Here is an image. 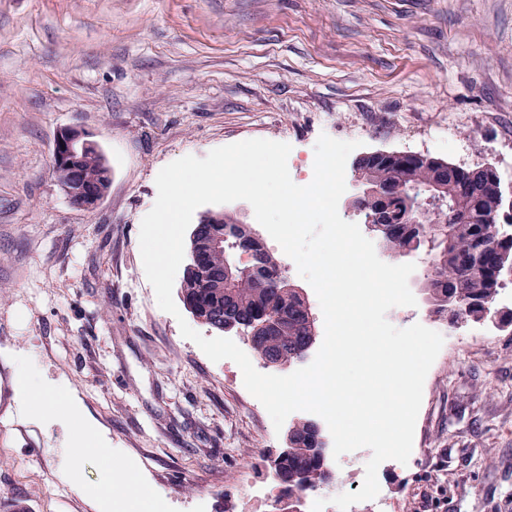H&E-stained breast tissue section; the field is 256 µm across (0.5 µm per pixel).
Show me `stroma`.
<instances>
[{
  "label": "stroma",
  "instance_id": "stroma-1",
  "mask_svg": "<svg viewBox=\"0 0 512 512\" xmlns=\"http://www.w3.org/2000/svg\"><path fill=\"white\" fill-rule=\"evenodd\" d=\"M62 127L109 159L95 211L55 180ZM323 133L362 154L491 164L512 187V0H0V512H102L103 460L18 392L28 354L136 462L158 512L243 493L284 447L234 387L237 364L212 362L159 308L139 232L169 163L285 142L302 186ZM409 261L416 304L387 319L444 342L415 459L379 473L384 512H512V276L492 316L452 328L422 288L427 250Z\"/></svg>",
  "mask_w": 512,
  "mask_h": 512
}]
</instances>
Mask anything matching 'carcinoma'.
<instances>
[{"label":"carcinoma","mask_w":512,"mask_h":512,"mask_svg":"<svg viewBox=\"0 0 512 512\" xmlns=\"http://www.w3.org/2000/svg\"><path fill=\"white\" fill-rule=\"evenodd\" d=\"M106 172L107 168L101 158L94 157L87 161V181L100 184L106 180ZM367 175L380 187L402 183L429 188L436 184L434 164L425 160H417L408 167L398 161L380 162L368 166ZM500 205L501 197L483 181L463 178L424 203L427 233L430 235L427 241L423 242L414 235L390 233L380 238L382 251L387 255H402L407 248L418 251L428 247L429 269L436 271L437 277L427 274L424 287L433 311L441 315L448 313V298L434 297L436 280L439 279L446 284V291L455 300L453 314L460 319L479 320L490 313L488 300L495 298L501 276L491 268H466L462 259L477 247L475 228L481 227L488 232V242L500 240L501 267H512V233H504L498 221L481 226L472 223L477 214L488 218L500 215ZM450 214L454 215L456 223L452 225V233L443 236L438 233V227L442 225L443 218ZM264 263L271 273L268 281L262 282L251 275L238 274L229 286V295L221 300L213 296L212 289L206 287L196 274L183 273L181 293L185 306L196 318L204 320L205 325L219 332L223 331L226 320L246 317L259 303L264 308L279 306L283 298L280 286L275 284V277L280 272L278 260L266 250ZM316 333V323L295 318L288 324V335H270L261 340L263 352L260 358L288 367L306 356L315 342ZM285 465L295 472L306 474L302 482L293 484L297 492L327 483L325 473L330 470L327 458L311 455L305 447L296 449L285 461Z\"/></svg>","instance_id":"1"}]
</instances>
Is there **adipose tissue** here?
Masks as SVG:
<instances>
[{
	"mask_svg": "<svg viewBox=\"0 0 512 512\" xmlns=\"http://www.w3.org/2000/svg\"><path fill=\"white\" fill-rule=\"evenodd\" d=\"M19 388L23 396L34 401L42 400L43 396H53L54 407H65L71 417L72 443L74 447L98 450L108 463L101 474L102 486H109L116 475H124L132 483L131 496L127 502L132 512H148L151 504L156 499V492L145 488L135 479L136 466L133 462H126L124 466L116 468L110 465L112 456L111 447L106 446L99 437L94 425L83 415L78 403L68 397L62 385L47 386L41 379L38 367L33 359L21 360L19 364Z\"/></svg>",
	"mask_w": 512,
	"mask_h": 512,
	"instance_id": "ef3b65f1",
	"label": "adipose tissue"
}]
</instances>
